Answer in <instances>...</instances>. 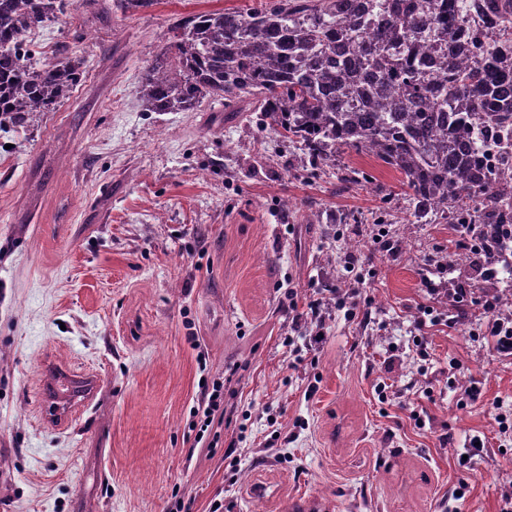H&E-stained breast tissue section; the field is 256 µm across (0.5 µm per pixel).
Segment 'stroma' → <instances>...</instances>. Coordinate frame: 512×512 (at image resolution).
Segmentation results:
<instances>
[{
    "mask_svg": "<svg viewBox=\"0 0 512 512\" xmlns=\"http://www.w3.org/2000/svg\"><path fill=\"white\" fill-rule=\"evenodd\" d=\"M264 2L103 0L34 29L85 73L56 111L0 128V512H451L463 482L464 512H503L512 352L482 303L512 274L451 263L463 230L373 156L311 172L258 113L217 124L211 100L139 98L178 20ZM347 165L368 183H343ZM461 285L459 317L443 292ZM344 286L368 321L337 307ZM427 306L442 319L418 325ZM50 363L97 381L73 419L42 416ZM216 378L224 423L200 437L191 409Z\"/></svg>",
    "mask_w": 512,
    "mask_h": 512,
    "instance_id": "obj_1",
    "label": "stroma"
}]
</instances>
